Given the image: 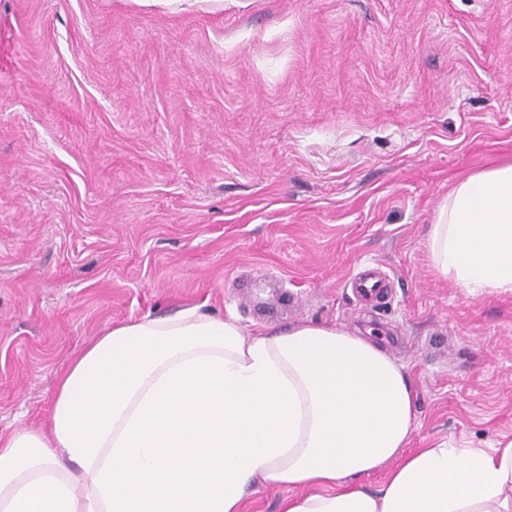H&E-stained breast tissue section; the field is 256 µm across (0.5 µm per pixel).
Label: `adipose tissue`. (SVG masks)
<instances>
[{
	"instance_id": "ef3b65f1",
	"label": "adipose tissue",
	"mask_w": 512,
	"mask_h": 512,
	"mask_svg": "<svg viewBox=\"0 0 512 512\" xmlns=\"http://www.w3.org/2000/svg\"><path fill=\"white\" fill-rule=\"evenodd\" d=\"M428 248L454 286L512 293V163L454 184ZM413 424L403 364L368 340L193 305L92 339L47 431L0 436V512H246L256 483L300 488L283 512H512V440L410 453Z\"/></svg>"
}]
</instances>
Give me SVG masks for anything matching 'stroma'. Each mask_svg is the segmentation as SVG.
<instances>
[{"label": "stroma", "mask_w": 512, "mask_h": 512, "mask_svg": "<svg viewBox=\"0 0 512 512\" xmlns=\"http://www.w3.org/2000/svg\"><path fill=\"white\" fill-rule=\"evenodd\" d=\"M509 162L512 0H0V435L47 426L94 337L203 302L380 345L409 450L512 439V293L428 249ZM352 288L365 298L377 297L386 288L385 278L377 271L370 270L352 282Z\"/></svg>", "instance_id": "stroma-1"}]
</instances>
